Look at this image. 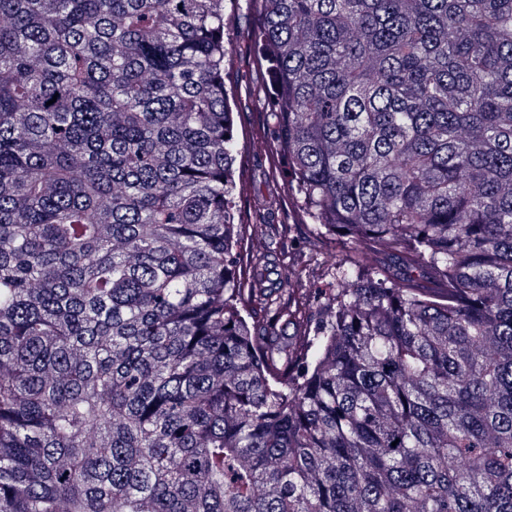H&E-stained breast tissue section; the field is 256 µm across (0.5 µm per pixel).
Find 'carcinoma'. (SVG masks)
<instances>
[{"label": "carcinoma", "mask_w": 512, "mask_h": 512, "mask_svg": "<svg viewBox=\"0 0 512 512\" xmlns=\"http://www.w3.org/2000/svg\"><path fill=\"white\" fill-rule=\"evenodd\" d=\"M242 2L314 295L237 252ZM62 506L512 512V0H0V512Z\"/></svg>", "instance_id": "1"}]
</instances>
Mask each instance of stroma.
Masks as SVG:
<instances>
[{"instance_id":"obj_1","label":"stroma","mask_w":512,"mask_h":512,"mask_svg":"<svg viewBox=\"0 0 512 512\" xmlns=\"http://www.w3.org/2000/svg\"><path fill=\"white\" fill-rule=\"evenodd\" d=\"M257 18L253 12L232 11L227 19L225 82L231 89L230 103L239 145L237 174L248 190L237 200L245 223L284 224L288 230L281 264L296 270L304 287H326L338 259L347 247L331 235L316 236L314 219L288 192L284 170L274 168L260 138L269 121L273 80L257 62L251 35Z\"/></svg>"}]
</instances>
